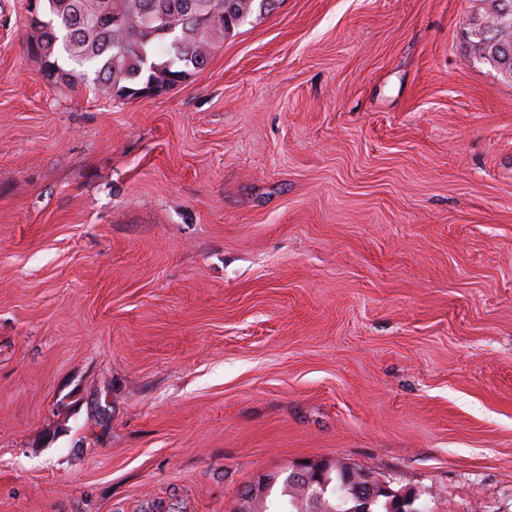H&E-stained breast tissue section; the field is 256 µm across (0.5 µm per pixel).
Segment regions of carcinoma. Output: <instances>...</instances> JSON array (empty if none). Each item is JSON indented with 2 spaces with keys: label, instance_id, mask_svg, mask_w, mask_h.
Here are the masks:
<instances>
[{
  "label": "carcinoma",
  "instance_id": "1",
  "mask_svg": "<svg viewBox=\"0 0 512 512\" xmlns=\"http://www.w3.org/2000/svg\"><path fill=\"white\" fill-rule=\"evenodd\" d=\"M37 19L26 20L29 54L56 72L54 83L86 82L105 99L133 100L150 86L183 82L203 69L224 36L253 15L273 10L263 0H38ZM153 6L158 22L144 20ZM474 53L501 76L512 65L497 58L480 38H470ZM330 480L322 500L288 478L269 487L250 512H344L351 506L348 469L327 466Z\"/></svg>",
  "mask_w": 512,
  "mask_h": 512
}]
</instances>
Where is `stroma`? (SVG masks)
I'll return each mask as SVG.
<instances>
[{
    "label": "stroma",
    "mask_w": 512,
    "mask_h": 512,
    "mask_svg": "<svg viewBox=\"0 0 512 512\" xmlns=\"http://www.w3.org/2000/svg\"><path fill=\"white\" fill-rule=\"evenodd\" d=\"M0 0V512H236L294 462L512 512V81L482 0H278L168 94ZM470 37L471 46L475 54L486 61L494 69H496L504 78H512V63L510 66H507L493 54L491 47L488 46L482 39L474 38L472 36Z\"/></svg>",
    "instance_id": "1"
}]
</instances>
